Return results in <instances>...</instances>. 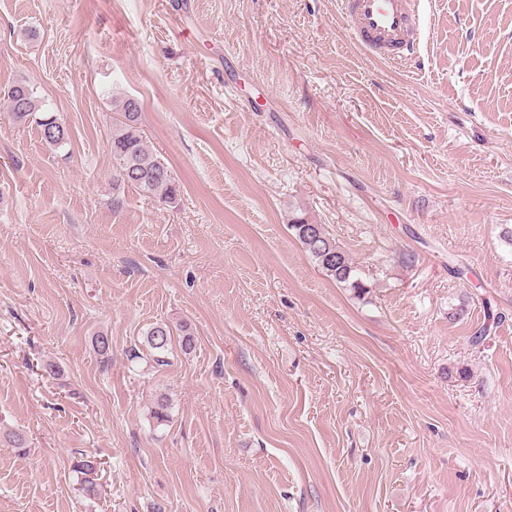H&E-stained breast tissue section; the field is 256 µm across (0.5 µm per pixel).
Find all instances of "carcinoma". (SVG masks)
Returning <instances> with one entry per match:
<instances>
[{
	"label": "carcinoma",
	"instance_id": "carcinoma-1",
	"mask_svg": "<svg viewBox=\"0 0 512 512\" xmlns=\"http://www.w3.org/2000/svg\"><path fill=\"white\" fill-rule=\"evenodd\" d=\"M4 98L18 121L25 122L30 117L35 119L46 144L61 147L67 143L69 134L66 126L54 113L42 109L26 83L12 85L4 93ZM112 106L123 116V120L112 129V186L116 190L125 185L134 186L164 205L174 203L180 188L170 168L151 152L141 135L139 101L128 96L116 97ZM289 228L305 252L328 276L355 290L363 288L350 259L329 236L324 225L316 223L301 210L293 214ZM171 335L172 330L166 323H156L146 332L145 343L152 352L153 362L160 367L169 364Z\"/></svg>",
	"mask_w": 512,
	"mask_h": 512
}]
</instances>
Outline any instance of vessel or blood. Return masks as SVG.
<instances>
[{
	"label": "vessel or blood",
	"instance_id": "1",
	"mask_svg": "<svg viewBox=\"0 0 512 512\" xmlns=\"http://www.w3.org/2000/svg\"><path fill=\"white\" fill-rule=\"evenodd\" d=\"M424 5L425 0H340V14L367 55L402 64L419 50Z\"/></svg>",
	"mask_w": 512,
	"mask_h": 512
}]
</instances>
